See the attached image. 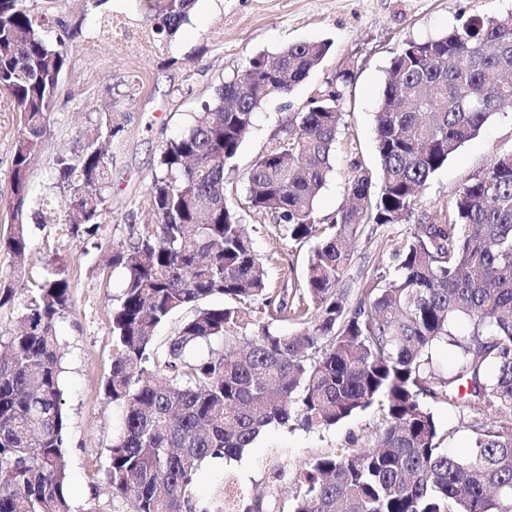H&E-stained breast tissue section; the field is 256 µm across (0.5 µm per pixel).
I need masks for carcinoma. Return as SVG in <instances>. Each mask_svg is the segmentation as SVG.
I'll return each instance as SVG.
<instances>
[{
	"label": "carcinoma",
	"mask_w": 512,
	"mask_h": 512,
	"mask_svg": "<svg viewBox=\"0 0 512 512\" xmlns=\"http://www.w3.org/2000/svg\"><path fill=\"white\" fill-rule=\"evenodd\" d=\"M194 0H155L156 33L165 41L188 21ZM44 16L26 0H0V96L20 112L12 156L14 223L0 236L15 269L29 256L30 231L19 219L33 200L31 162L43 149L48 115L70 67L67 42L45 34ZM327 42L291 44L250 59L248 81L219 87L194 123L166 142L149 196L157 223L145 224L112 255L125 273L112 313V369L104 394L124 410L112 442L108 478L133 512H512V431L486 428L465 458L443 447L431 404L457 383L499 413L512 412V153L495 158L455 196L448 215L416 224L396 254L397 274L346 308L342 279L365 224H404L448 158L512 104V15L473 17L445 35L408 40L395 55L376 116L382 179L350 166V202L320 222L317 197L332 171L342 89L311 102L283 138L249 170L247 207L281 236L318 238L298 299L267 288L263 261L241 215L228 203L234 161L266 100L289 94L322 64ZM112 114L75 154L60 153L54 172L67 188L69 226L93 236L111 189ZM63 272L31 291L21 327L0 334V512H72L68 493L59 340L55 322L69 302ZM222 296L232 304L204 305ZM165 349L155 331L179 310ZM259 313L257 335L238 349V329ZM464 318L468 336L452 329ZM300 321L283 335L276 322ZM220 339L224 350L193 355ZM455 349L448 377L431 349ZM494 372L488 373L487 367ZM383 427L372 448L319 455L288 478L269 462L267 495L200 498L205 461L232 460L264 427L296 419L327 428L372 405ZM291 483L293 494L279 488Z\"/></svg>",
	"instance_id": "1"
}]
</instances>
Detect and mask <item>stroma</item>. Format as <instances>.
I'll use <instances>...</instances> for the list:
<instances>
[{
	"label": "stroma",
	"mask_w": 512,
	"mask_h": 512,
	"mask_svg": "<svg viewBox=\"0 0 512 512\" xmlns=\"http://www.w3.org/2000/svg\"><path fill=\"white\" fill-rule=\"evenodd\" d=\"M45 12L50 35L80 25L71 41L73 65L63 75L50 113L45 146L31 170L37 192L51 211L38 223L26 211L30 256L22 274L0 251V277H16L13 305L0 309V331L16 327L36 284L54 268L68 278L70 302L56 320L61 342L62 403L67 417L66 460L73 512H131L129 500L113 495L107 481L110 448L118 434L121 409L108 402L103 385L112 367V311L122 291L123 274L112 265V250L131 230L155 223L148 188L165 143L180 135L203 112L216 88L243 77L250 58L299 42H327L324 62L292 92L269 99L255 116L235 159L232 204L242 216L253 247L266 258L272 287L297 292L311 243L283 239L270 220L249 213L246 174L287 121L305 112L312 98L326 93L347 61L358 63L344 89L340 137L333 169L317 200L319 218L332 216L345 200L352 159L379 173L376 112L392 58L403 43L446 34L467 18L503 17L512 0H196L188 22L171 43L153 32L147 0H28ZM111 113L118 132L112 139V189L106 219L96 235L71 237L67 194L52 177L57 154L80 150L97 117ZM21 117L0 102V231L11 222V158ZM512 152V108L495 114L472 140L449 157L428 181L416 215L447 212L456 192L495 157ZM413 224L365 226L344 279L348 303L396 273L395 254L409 239ZM444 445L468 456L478 428L512 429V416L486 411L469 397L433 404ZM383 425L378 406L336 426L305 429L297 422L266 427L236 465L208 467L201 495L219 488L233 473L249 494L267 485V463L283 457L290 471L303 470L316 456L342 448H368Z\"/></svg>",
	"instance_id": "obj_1"
}]
</instances>
